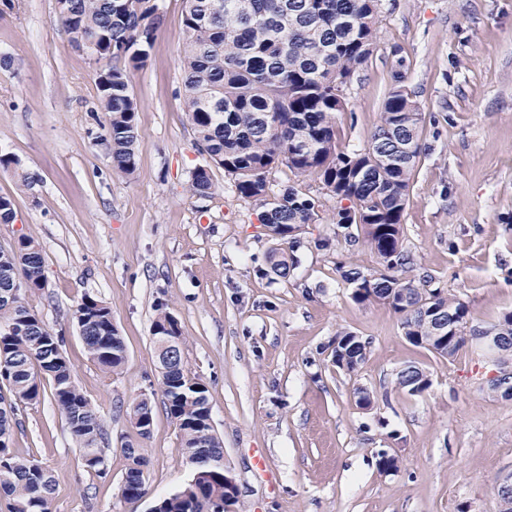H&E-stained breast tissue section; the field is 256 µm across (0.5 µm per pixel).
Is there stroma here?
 I'll return each instance as SVG.
<instances>
[{
	"mask_svg": "<svg viewBox=\"0 0 512 512\" xmlns=\"http://www.w3.org/2000/svg\"><path fill=\"white\" fill-rule=\"evenodd\" d=\"M160 28L130 90L140 105L137 169L112 167L102 141L98 67L73 48L56 0H0V155L37 176L19 186L0 167V196L15 219L0 245L27 235L42 247L48 288L28 303L60 334L75 381L102 417L108 473L87 471L51 394L19 405L11 447L53 475L55 512H150L191 472L176 421L158 387L151 324L168 304L185 338L184 360L208 387L224 465L239 488L235 512H500L512 477V397L491 387L500 367L469 344L443 358L412 346L400 318L359 304L338 261L376 268L370 247L325 251L336 201L314 177L273 172L323 204L305 226L289 279L269 268L272 241L258 207L212 168V194L190 195L203 162L182 98V0H159ZM422 112L424 152L410 187L404 245L422 272L465 302L473 324L512 312V0H383L368 65L354 76L343 141L366 146L396 69ZM112 309L127 362L108 374L90 361L74 311L84 292ZM348 329L371 342L354 373L336 368L329 344ZM432 380L421 395L398 386L407 363ZM373 390L368 409L355 391ZM151 396L143 446L148 494L120 493L122 445L133 430L124 408ZM399 460L386 472L380 451ZM264 465H257L256 457Z\"/></svg>",
	"mask_w": 512,
	"mask_h": 512,
	"instance_id": "stroma-1",
	"label": "stroma"
}]
</instances>
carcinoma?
<instances>
[{
	"instance_id": "1",
	"label": "carcinoma",
	"mask_w": 512,
	"mask_h": 512,
	"mask_svg": "<svg viewBox=\"0 0 512 512\" xmlns=\"http://www.w3.org/2000/svg\"><path fill=\"white\" fill-rule=\"evenodd\" d=\"M381 0H183L185 43L182 53L184 105L204 164L191 174V195L211 193V169H224L236 194L255 203L260 222L277 245L293 249L304 226L320 220V200L285 185L274 193L273 171L284 167L296 176H314L336 199L332 221L336 237L363 242L378 256L379 267L361 270L336 263V271L358 304L379 302L401 319L406 340L442 358L454 356L484 330L468 327L469 306L448 297L429 274L417 272L404 246V218L419 157L421 112L398 70L383 103L380 123L359 150L340 145L336 115L348 108L346 79L367 65L379 33ZM157 0H57L59 19L71 43L96 42L112 55L99 85V105L107 116L112 166L136 171L139 107L130 92V75L146 66L158 33ZM20 185L34 176L21 162L0 155ZM272 271L290 277L295 255H272ZM46 288L44 261L35 239L22 235L0 247V377L13 400H0V490L12 497L11 512H54L51 470L11 451L18 425L17 404H36L43 381L64 416L83 465L106 474L100 416L79 390L63 353V338L29 307L14 298ZM79 335L89 358L105 372L126 362L123 337L112 310L99 296L84 293L76 306ZM501 339L499 360H512V313L491 324ZM151 335L171 336L177 352L159 362L158 385L166 408L179 426L191 478L179 491L155 501L153 512H224L223 441L211 424L208 388L190 375L183 358L178 319L160 303ZM336 367L353 373L366 358L370 342L352 331L336 332ZM397 384L413 395L427 391L430 375L415 364L397 374ZM154 409L147 397L126 407L140 438L151 433ZM127 465L120 490L127 500L146 493V458L140 444L123 445Z\"/></svg>"
}]
</instances>
